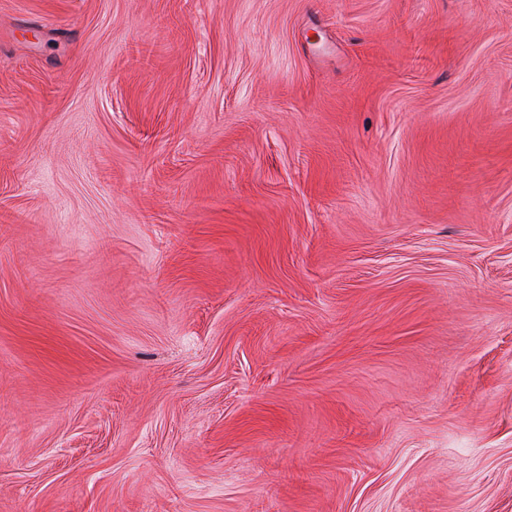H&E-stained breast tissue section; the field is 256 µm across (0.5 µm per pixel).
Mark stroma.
<instances>
[{"instance_id":"stroma-1","label":"stroma","mask_w":512,"mask_h":512,"mask_svg":"<svg viewBox=\"0 0 512 512\" xmlns=\"http://www.w3.org/2000/svg\"><path fill=\"white\" fill-rule=\"evenodd\" d=\"M0 512H512V0H0Z\"/></svg>"}]
</instances>
